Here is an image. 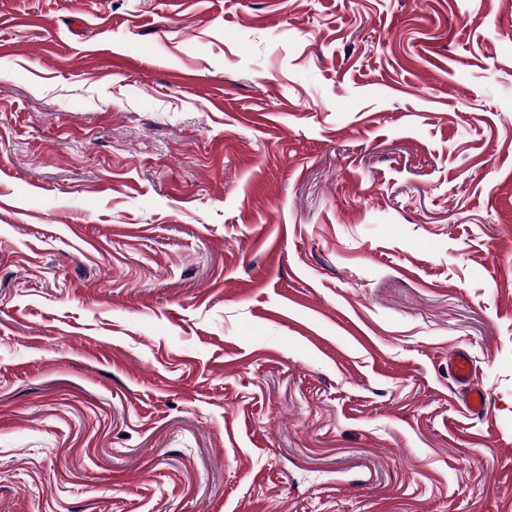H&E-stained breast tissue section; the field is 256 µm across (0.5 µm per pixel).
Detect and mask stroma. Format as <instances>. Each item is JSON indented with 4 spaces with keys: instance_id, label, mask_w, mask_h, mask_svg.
<instances>
[{
    "instance_id": "obj_1",
    "label": "stroma",
    "mask_w": 512,
    "mask_h": 512,
    "mask_svg": "<svg viewBox=\"0 0 512 512\" xmlns=\"http://www.w3.org/2000/svg\"><path fill=\"white\" fill-rule=\"evenodd\" d=\"M0 512H512V0H0ZM448 370L454 384L463 391V403L467 410L476 415L482 414L486 401L482 391L470 387L473 375L470 358L464 353L455 354L449 360Z\"/></svg>"
}]
</instances>
